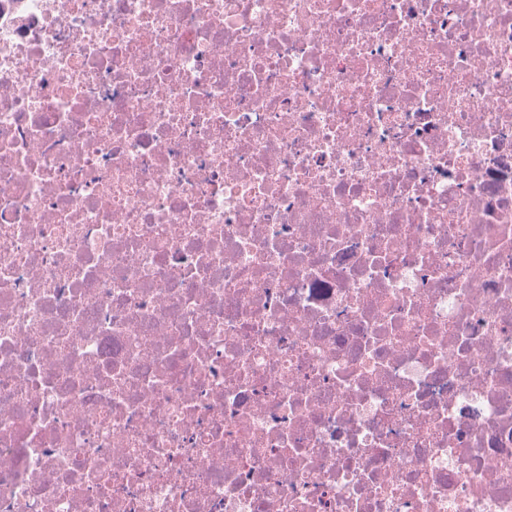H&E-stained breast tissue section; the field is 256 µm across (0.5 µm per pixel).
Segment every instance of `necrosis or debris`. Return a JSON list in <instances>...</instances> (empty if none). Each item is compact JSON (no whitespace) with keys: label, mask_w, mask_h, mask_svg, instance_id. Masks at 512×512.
<instances>
[{"label":"necrosis or debris","mask_w":512,"mask_h":512,"mask_svg":"<svg viewBox=\"0 0 512 512\" xmlns=\"http://www.w3.org/2000/svg\"><path fill=\"white\" fill-rule=\"evenodd\" d=\"M0 512H512V0H0Z\"/></svg>","instance_id":"1"}]
</instances>
